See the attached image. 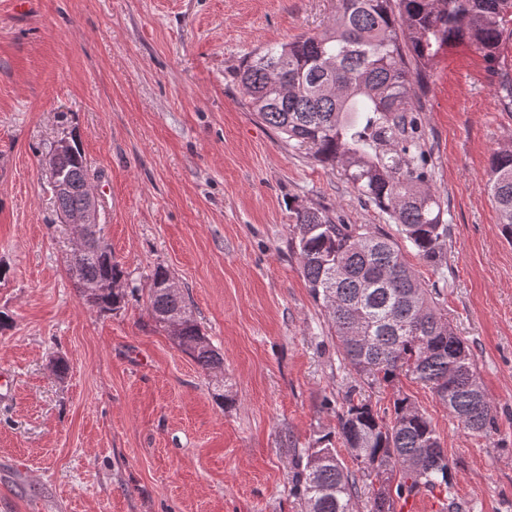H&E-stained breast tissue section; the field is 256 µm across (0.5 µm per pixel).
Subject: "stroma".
I'll use <instances>...</instances> for the list:
<instances>
[{
    "mask_svg": "<svg viewBox=\"0 0 512 512\" xmlns=\"http://www.w3.org/2000/svg\"><path fill=\"white\" fill-rule=\"evenodd\" d=\"M336 0H0V512H303L293 453L335 432L348 388L374 408L407 393L435 425L451 494L396 512H512V242L485 191L512 146L493 70L461 43L416 89L432 187L447 211L439 288L472 351L497 428L464 430L425 386L358 381L302 276L295 207L397 236L340 168L258 122L235 78L269 43L329 25ZM75 135L104 238L134 286L122 306L85 304L41 159ZM165 268L224 357V391L148 308ZM68 369L56 375L52 363Z\"/></svg>",
    "mask_w": 512,
    "mask_h": 512,
    "instance_id": "obj_1",
    "label": "stroma"
}]
</instances>
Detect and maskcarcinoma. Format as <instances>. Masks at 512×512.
<instances>
[{
	"label": "carcinoma",
	"instance_id": "obj_1",
	"mask_svg": "<svg viewBox=\"0 0 512 512\" xmlns=\"http://www.w3.org/2000/svg\"><path fill=\"white\" fill-rule=\"evenodd\" d=\"M512 0H338L331 26L250 55L236 79L256 117L322 164L342 169L365 202L398 226L400 239L314 207L294 211L295 245L311 294L321 303L350 370L369 385L394 384L410 374L428 386L463 428L495 427L492 401L469 345L448 320L440 292L423 285L405 256L439 266L446 260L448 224L431 187L426 134L411 93L423 85L444 48L467 43L493 66L512 37ZM58 156L67 192L58 210L80 208L91 171L75 137ZM485 190L512 241V148L492 153ZM70 278L87 305L113 311L127 293L112 250L89 242L68 258ZM173 278L159 267L150 277L149 307L156 324L185 316L175 343L207 374L223 355L202 332ZM94 284L98 292L85 294ZM336 435L353 464H344L324 435L292 458L291 485L305 512H355L359 479L378 487L368 512H395V501L422 490H448V456L431 420L397 390L386 418L348 391Z\"/></svg>",
	"mask_w": 512,
	"mask_h": 512
}]
</instances>
